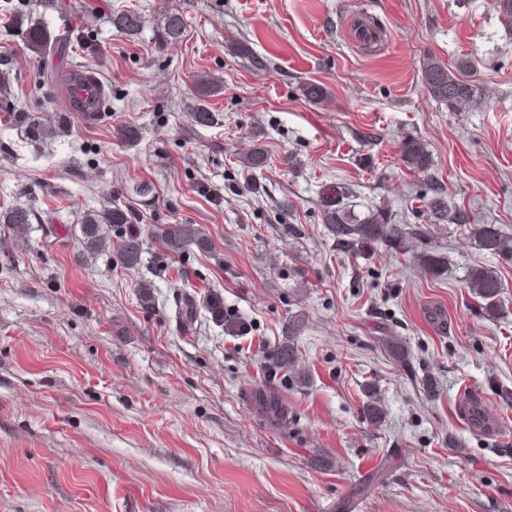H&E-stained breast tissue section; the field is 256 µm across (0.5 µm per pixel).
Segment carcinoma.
Instances as JSON below:
<instances>
[{"instance_id":"1","label":"carcinoma","mask_w":512,"mask_h":512,"mask_svg":"<svg viewBox=\"0 0 512 512\" xmlns=\"http://www.w3.org/2000/svg\"><path fill=\"white\" fill-rule=\"evenodd\" d=\"M110 23L124 31L134 33L139 29L140 17L134 12L114 14ZM164 34L176 38L184 30V20L176 9H170L162 17ZM27 46L39 54H49L62 50L64 38L56 37L44 27H29L24 32ZM477 67L473 60L461 58L453 64L429 57L422 68V85L424 91L437 102L448 107L450 112H465L478 108L482 104L481 93L475 84ZM302 96L311 103H319L327 97L326 89L314 82H306L301 87ZM400 157L404 165L418 173L430 167V156L421 140L405 136L399 145ZM325 215L326 230L336 241V247L354 257L365 258L375 253L378 245L385 244L403 253H412L422 261L430 274L443 272L445 262L435 254L418 252L414 241L417 234L392 223L388 211L378 207L367 215L360 217L347 202V194L342 187L333 184L323 188L321 196ZM430 214L439 221L452 224L468 222L466 213L452 206L451 199L438 192L427 203ZM0 223L12 226L18 234H24L31 224V213L27 209L14 208L0 213ZM127 213L117 207L95 211L89 214L84 223L79 225V240L86 251L91 253L115 252L119 263L126 268L140 264L143 253V241L138 231L126 230ZM122 230L120 240L112 242V231ZM473 235L479 247L495 256L512 254V239L506 237L493 224H477ZM158 236L167 252L182 255L195 246L208 248V238L201 229L192 224H166L158 228ZM464 287L483 301L485 313L489 317L500 311L504 284L497 270L473 265L467 268L463 279ZM205 308L211 318L232 332L245 329L244 324L225 319L224 298L219 293H212L206 300ZM305 327V320L296 315L290 317L286 335L274 349L272 366L276 369H290L298 363V348L295 341ZM385 348L397 362L404 363L409 358L406 344L399 338L385 340Z\"/></svg>"}]
</instances>
